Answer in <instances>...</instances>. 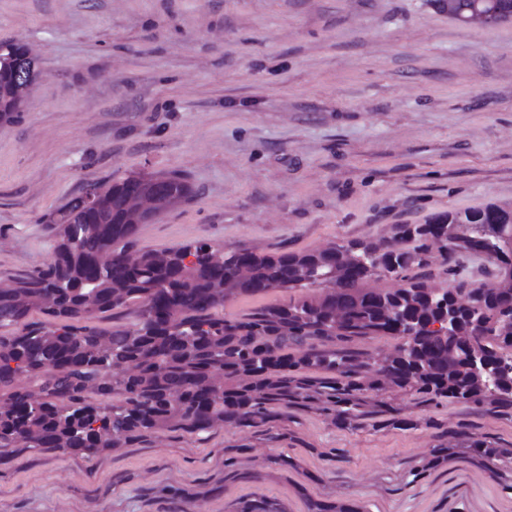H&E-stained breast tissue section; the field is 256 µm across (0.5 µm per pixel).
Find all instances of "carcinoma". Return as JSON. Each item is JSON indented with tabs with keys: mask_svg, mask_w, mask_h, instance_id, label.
Here are the masks:
<instances>
[{
	"mask_svg": "<svg viewBox=\"0 0 512 512\" xmlns=\"http://www.w3.org/2000/svg\"><path fill=\"white\" fill-rule=\"evenodd\" d=\"M448 17L512 0H436ZM27 49L0 42V121L20 112L17 72ZM97 203L74 197L45 217L56 237L52 261L0 286V327L31 311L53 322L0 335V449L79 452L91 458L166 428L253 426L267 406L319 401L348 426L366 417L365 393L388 387L434 402L512 406V379L493 388L474 375L480 355L512 364V210L489 204L448 211L424 224H397L390 239L351 240L302 252L229 253L201 242L162 250L130 245L154 213L186 200L180 176L133 174L93 183ZM445 288L430 283L434 255ZM481 260L483 279L470 263ZM391 277L396 288H367ZM321 286L316 297L294 296ZM273 289L288 301L226 318L232 296ZM137 307L130 327L96 321ZM401 343L388 356L347 350L354 337ZM299 348L298 354L289 349Z\"/></svg>",
	"mask_w": 512,
	"mask_h": 512,
	"instance_id": "cac0c4a2",
	"label": "carcinoma"
}]
</instances>
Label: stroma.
Wrapping results in <instances>:
<instances>
[{
	"label": "stroma",
	"instance_id": "1",
	"mask_svg": "<svg viewBox=\"0 0 512 512\" xmlns=\"http://www.w3.org/2000/svg\"><path fill=\"white\" fill-rule=\"evenodd\" d=\"M40 76L0 123V282L48 263L45 215L93 182L176 174L191 197L135 248L299 252L492 202L512 208V20L434 0H0ZM361 427L271 406L88 459L0 454V512H512V408L388 390ZM399 409L409 426L393 421ZM448 458L436 461V449ZM442 12L448 13V17L456 19L459 15L461 22L478 24L481 26H495L512 17V0H435ZM478 2L479 10L495 9L471 15V9ZM499 11V12H498ZM501 12V13H500ZM511 14L505 15V14ZM466 15H470L465 17ZM457 20V19H456Z\"/></svg>",
	"mask_w": 512,
	"mask_h": 512
}]
</instances>
